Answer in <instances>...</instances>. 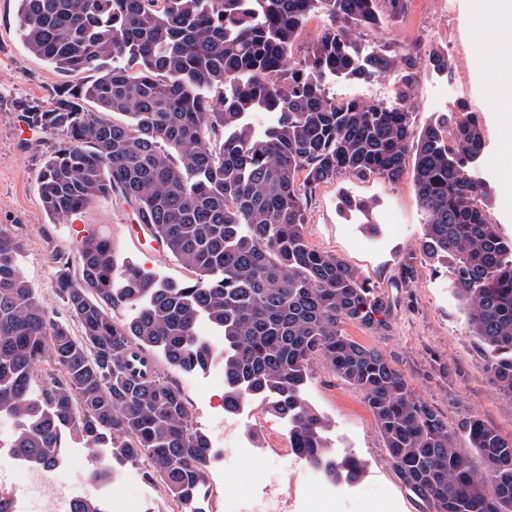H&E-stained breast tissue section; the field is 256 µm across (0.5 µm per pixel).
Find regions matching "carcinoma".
Returning a JSON list of instances; mask_svg holds the SVG:
<instances>
[{
  "mask_svg": "<svg viewBox=\"0 0 512 512\" xmlns=\"http://www.w3.org/2000/svg\"><path fill=\"white\" fill-rule=\"evenodd\" d=\"M17 2L32 54L66 74H96L23 115L29 128L59 137L39 175L47 214L59 224L117 193L196 278L178 286L119 267L111 241L90 236L78 274L68 255L55 254L67 313L55 319L21 271L22 241L0 226V418L15 424L12 454L52 470L68 433L85 448H111L120 463L145 464L173 500L197 501L211 443L191 425L179 385L158 372L159 354L183 373L220 361L230 413L273 395V411L288 419V447L352 484L364 464L330 447L328 421L302 397L320 358L362 395L400 482L429 512H512V438L477 414L450 427L395 360L348 336V324L388 328L395 303L305 235L307 200L320 184L410 178L424 215L422 254L448 268L491 380L512 401V238L492 222L487 187L474 176L482 116L459 101L415 131L418 70L445 72L448 55L355 47L363 31L398 20L407 0ZM313 16L325 19L322 33L297 59ZM394 68L401 77L389 104L326 91L332 78L370 80ZM114 112L128 123L103 117ZM257 112L269 115L260 129L249 121ZM415 273L405 259L396 287ZM120 306L135 314L114 318ZM202 315L223 331L222 347L196 336ZM41 362L57 375L37 398ZM461 436L483 473L459 452Z\"/></svg>",
  "mask_w": 512,
  "mask_h": 512,
  "instance_id": "cac0c4a2",
  "label": "carcinoma"
}]
</instances>
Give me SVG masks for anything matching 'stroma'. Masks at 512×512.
<instances>
[{"mask_svg": "<svg viewBox=\"0 0 512 512\" xmlns=\"http://www.w3.org/2000/svg\"><path fill=\"white\" fill-rule=\"evenodd\" d=\"M487 13L486 0H408L398 21L365 32L356 43L363 52L400 45L423 57L435 50L453 54L452 72L421 69L414 88V126L423 128L446 113L461 99L460 85H467L463 99L481 111L486 130L477 172L487 183L493 222L504 236L512 237V125H503L497 112L485 106L486 82L459 36L463 20L480 25ZM18 24L16 0H0V225L24 243L21 270L41 304L51 316L65 317L55 288L54 255L77 257L92 234L111 241L116 263L131 260L155 278L190 281L189 269L138 232L136 211L120 196L95 200L60 224L47 215L38 176L56 140L30 130L21 113L35 100L49 104L68 78L27 50ZM399 79V70L393 69L369 81L332 80L327 91L339 100L388 103ZM345 195L367 202L368 211L341 210ZM305 234L313 248L340 256L371 286L398 301L388 329L350 324L345 328L349 336L392 357L416 393L444 412L450 425L476 413L503 436H512V403L502 399L486 377L485 352L468 329L447 268L421 257L422 214L410 179L392 183L378 176H343L321 184L308 201ZM407 256L415 257L418 274L409 287L400 288L399 264ZM439 363L444 366L440 372L435 369ZM157 367L179 383L192 424L211 439L212 467L201 499L206 512H258L266 505L261 490L271 485L291 489L299 502L311 494L312 469L294 468L272 456L273 447L288 443V423L272 411L269 398H251L250 413L238 417L224 411V384L217 378L220 364L188 375L162 360ZM303 396L328 420L331 445L352 452L365 465L363 479L353 486L359 499L336 504L334 512H385L390 505L396 512H427L398 480L368 406L322 360L313 362ZM242 446L247 455H239ZM90 458L111 472L110 481L91 492L104 506L127 496L131 480L143 471L139 464L116 463L106 448L91 452Z\"/></svg>", "mask_w": 512, "mask_h": 512, "instance_id": "obj_1", "label": "stroma"}]
</instances>
